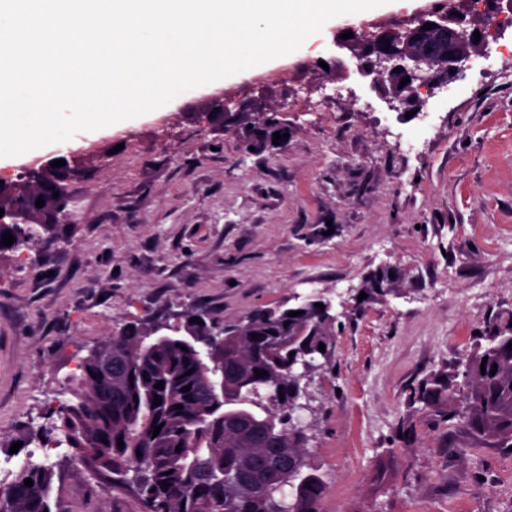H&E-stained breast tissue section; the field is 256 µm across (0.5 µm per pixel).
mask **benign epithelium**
<instances>
[{
  "mask_svg": "<svg viewBox=\"0 0 512 512\" xmlns=\"http://www.w3.org/2000/svg\"><path fill=\"white\" fill-rule=\"evenodd\" d=\"M501 0H450L448 4H433L410 16L393 21H380L361 27L347 26L353 37L337 39V45L355 60L357 73L374 86L391 88L393 98L403 102H421L420 93L448 86L465 77L471 57L486 54L488 38L495 37L506 27V15ZM430 22L434 27L425 30ZM479 31L480 41L473 33ZM400 71H395V68ZM410 82L399 86L403 78ZM224 109V91L211 94L198 104V110L208 115ZM64 160L59 170L71 173L75 156L61 150L47 159L39 158L23 168L15 186L27 184L28 175L53 170L51 162ZM40 208L25 213L4 208L1 224H38Z\"/></svg>",
  "mask_w": 512,
  "mask_h": 512,
  "instance_id": "obj_1",
  "label": "benign epithelium"
}]
</instances>
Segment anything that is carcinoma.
<instances>
[{"label":"carcinoma","instance_id":"carcinoma-1","mask_svg":"<svg viewBox=\"0 0 512 512\" xmlns=\"http://www.w3.org/2000/svg\"><path fill=\"white\" fill-rule=\"evenodd\" d=\"M279 124L267 118L242 127L241 134L247 146L262 148L273 144ZM51 190L45 172L36 187L16 188L7 201L22 210L32 194ZM59 226L42 224L25 237L20 225L0 224V235L15 237L10 246L0 243V253L27 248L39 231L52 235ZM387 280V271L374 272L363 292L383 294ZM315 303L256 309L223 328L195 306L188 315L202 320L194 324L202 338L197 345L180 336L154 338L137 324L125 326L82 360L74 402L54 410L58 424L44 433L41 446L65 444L73 449V463L112 471L117 475L112 488L135 496L141 512H321L325 482L307 460L302 431L288 418L301 408L302 388L292 363L300 357L315 360L319 344L329 345L334 335L328 309ZM292 311L301 315L292 317ZM486 340L482 352L461 359L465 386L448 400L460 405L452 414L458 425L508 448L512 323H488ZM101 351L112 353L110 374L102 367ZM190 369L193 373L185 375ZM256 369L267 375L256 377ZM218 380L224 382L222 394L211 390ZM160 381L164 388H155ZM186 386L190 390L182 391ZM50 490L49 470L27 464L0 487V512H44Z\"/></svg>","mask_w":512,"mask_h":512}]
</instances>
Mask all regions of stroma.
I'll return each instance as SVG.
<instances>
[{"instance_id":"1","label":"stroma","mask_w":512,"mask_h":512,"mask_svg":"<svg viewBox=\"0 0 512 512\" xmlns=\"http://www.w3.org/2000/svg\"><path fill=\"white\" fill-rule=\"evenodd\" d=\"M349 24L272 70L343 57L334 37ZM207 94L84 132L116 151L69 181L59 235L0 254V433L32 436L0 447V481L36 451L80 361L124 324L177 327L194 305L230 324L317 296L335 344L301 380L297 424L322 512H512V450L416 397L427 383L462 388L461 358L512 317V60L473 58L461 89L411 109L353 71L305 74L256 103L288 125L276 149L245 147L237 104L219 126L187 114ZM379 268L390 291L360 299ZM69 455L42 461L51 512H140L110 471Z\"/></svg>"}]
</instances>
